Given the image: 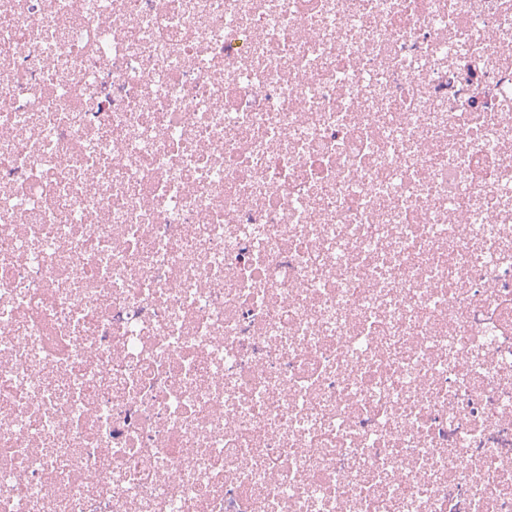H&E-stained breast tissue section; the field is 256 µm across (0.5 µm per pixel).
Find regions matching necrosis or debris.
Listing matches in <instances>:
<instances>
[{"label": "necrosis or debris", "mask_w": 512, "mask_h": 512, "mask_svg": "<svg viewBox=\"0 0 512 512\" xmlns=\"http://www.w3.org/2000/svg\"><path fill=\"white\" fill-rule=\"evenodd\" d=\"M0 512H512V0H0Z\"/></svg>", "instance_id": "4bbe7bcc"}]
</instances>
